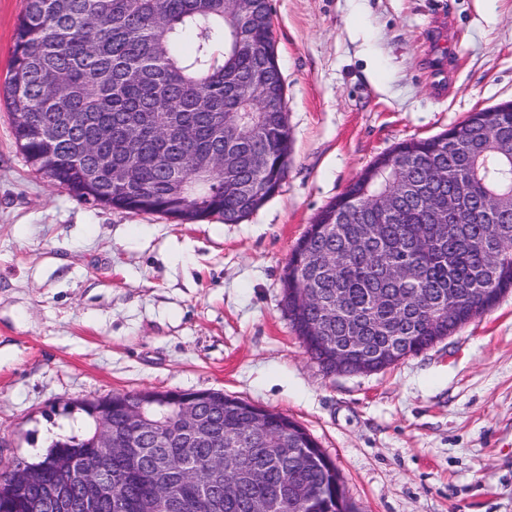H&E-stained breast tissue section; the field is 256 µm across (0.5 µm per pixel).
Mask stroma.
I'll list each match as a JSON object with an SVG mask.
<instances>
[{
  "mask_svg": "<svg viewBox=\"0 0 512 512\" xmlns=\"http://www.w3.org/2000/svg\"><path fill=\"white\" fill-rule=\"evenodd\" d=\"M270 5L291 153L240 223L86 207L26 162L0 104V472L81 432V401L220 391L300 424L355 512H512V292L359 374L324 371L283 301L294 245L378 156L512 100V0Z\"/></svg>",
  "mask_w": 512,
  "mask_h": 512,
  "instance_id": "obj_1",
  "label": "stroma"
}]
</instances>
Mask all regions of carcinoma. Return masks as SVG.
<instances>
[{
    "mask_svg": "<svg viewBox=\"0 0 512 512\" xmlns=\"http://www.w3.org/2000/svg\"><path fill=\"white\" fill-rule=\"evenodd\" d=\"M257 3L244 20L226 0H26L0 87L26 162L90 207L244 220L280 188L290 155L270 3ZM187 34L194 51L181 55ZM44 127L57 132L50 145ZM395 150L378 180L352 182L317 214L285 268L288 315L300 336L318 324L303 343L323 367L338 352L376 364L393 348L421 353L433 346L435 315L453 309L450 329L512 290V112ZM101 152L112 166H99ZM133 398L112 395V436L143 444L136 459L112 456L125 512H148L152 488L179 512H253L282 482L288 512H353L335 464L289 417L271 410L258 425L255 406L214 391L200 408L212 439L199 444L174 413L129 429ZM94 438L90 427L63 435L18 464L91 455ZM229 454L240 462L236 497L218 508L195 499L196 480L224 485ZM14 472L0 474V488L12 487L0 512H30L45 488L12 485ZM49 481L81 496L76 470Z\"/></svg>",
    "mask_w": 512,
    "mask_h": 512,
    "instance_id": "cac0c4a2",
    "label": "carcinoma"
}]
</instances>
